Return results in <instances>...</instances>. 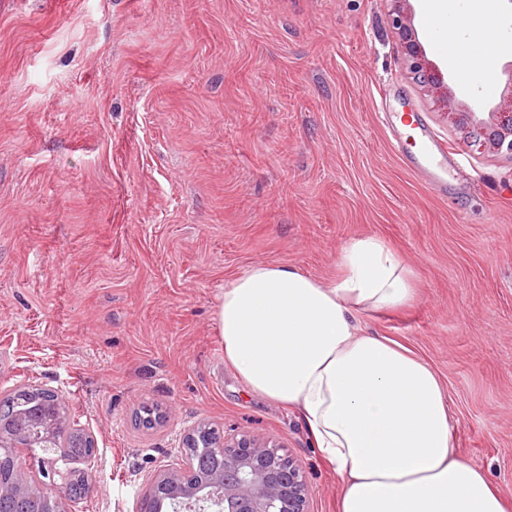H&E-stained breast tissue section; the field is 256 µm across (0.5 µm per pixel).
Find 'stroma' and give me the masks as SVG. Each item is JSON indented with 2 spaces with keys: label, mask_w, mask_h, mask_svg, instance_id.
Masks as SVG:
<instances>
[{
  "label": "stroma",
  "mask_w": 512,
  "mask_h": 512,
  "mask_svg": "<svg viewBox=\"0 0 512 512\" xmlns=\"http://www.w3.org/2000/svg\"><path fill=\"white\" fill-rule=\"evenodd\" d=\"M385 0H0V398L63 392L95 441L75 512H140L205 423L278 444L309 512L341 482L295 411L251 396L214 322L257 262L327 282L376 235L413 304L362 333L423 359L456 451L512 501V160L476 156L410 78ZM458 98L493 106L428 49ZM423 116L455 160L440 192L393 144ZM155 407L164 422L138 417Z\"/></svg>",
  "instance_id": "stroma-1"
}]
</instances>
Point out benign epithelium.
Listing matches in <instances>:
<instances>
[{"instance_id":"obj_1","label":"benign epithelium","mask_w":512,"mask_h":512,"mask_svg":"<svg viewBox=\"0 0 512 512\" xmlns=\"http://www.w3.org/2000/svg\"><path fill=\"white\" fill-rule=\"evenodd\" d=\"M389 26L397 39L402 62L425 96L444 114L448 127L474 154L512 159V64L500 92V100L486 112L459 101L443 74L428 58L414 27L411 0H386ZM63 427L57 411L19 417L10 432L0 431V464L16 460L21 443L47 442ZM212 431L217 464L208 470L195 468L192 451L199 432ZM180 448L188 459L184 467L164 468L150 479L145 512H309L310 490L297 462L284 450L249 434L227 438L206 425L185 430ZM53 479L35 482L26 466H15L0 483L3 512H73L67 508L68 492L89 474L76 475L58 467V459H42Z\"/></svg>"}]
</instances>
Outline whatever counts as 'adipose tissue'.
Returning a JSON list of instances; mask_svg holds the SVG:
<instances>
[{
    "label": "adipose tissue",
    "instance_id": "obj_1",
    "mask_svg": "<svg viewBox=\"0 0 512 512\" xmlns=\"http://www.w3.org/2000/svg\"><path fill=\"white\" fill-rule=\"evenodd\" d=\"M339 275L256 263L225 283L214 321L247 391L296 411L341 478L340 512H512L456 452L436 372L356 317L410 304L411 270L382 238L347 241Z\"/></svg>",
    "mask_w": 512,
    "mask_h": 512
}]
</instances>
